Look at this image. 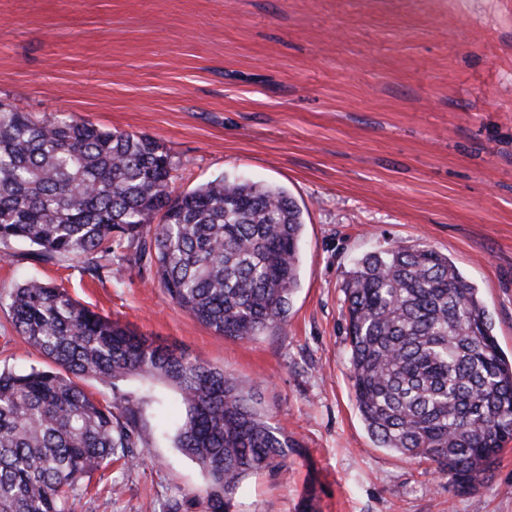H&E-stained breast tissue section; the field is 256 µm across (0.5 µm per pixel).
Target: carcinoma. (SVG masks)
I'll return each instance as SVG.
<instances>
[{
  "label": "carcinoma",
  "mask_w": 512,
  "mask_h": 512,
  "mask_svg": "<svg viewBox=\"0 0 512 512\" xmlns=\"http://www.w3.org/2000/svg\"><path fill=\"white\" fill-rule=\"evenodd\" d=\"M158 141L0 103V242L47 260L81 257L95 275L112 244L148 264L167 295L225 337L283 328L298 284L302 211L281 188L226 179L172 194ZM161 223L154 224L155 215ZM355 405L377 447L429 459L475 491L512 440V361L478 289L424 245L357 259L344 284ZM26 342L57 370L0 372V512H66L103 463L135 457L139 402L102 404L78 380L172 382L185 414L175 446L201 468L203 512H233L243 481L284 465L296 444L232 372L151 342L67 291L28 279L12 295Z\"/></svg>",
  "instance_id": "1"
}]
</instances>
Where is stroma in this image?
Listing matches in <instances>:
<instances>
[{
    "label": "stroma",
    "instance_id": "35a3bbf8",
    "mask_svg": "<svg viewBox=\"0 0 512 512\" xmlns=\"http://www.w3.org/2000/svg\"><path fill=\"white\" fill-rule=\"evenodd\" d=\"M0 100L156 139L177 194L218 178L282 187L305 221L287 324L254 340L198 322L126 248L97 278L0 243V370L52 367L10 310L37 277L232 371L298 444L243 483L236 512H301L311 488L320 512H512V441L470 493L430 460L375 446L353 398L343 292L360 256L427 245L478 288L512 356V0H0ZM80 384L103 402L141 399L139 461L94 472L72 512H201L206 477L173 444L176 388Z\"/></svg>",
    "mask_w": 512,
    "mask_h": 512
}]
</instances>
